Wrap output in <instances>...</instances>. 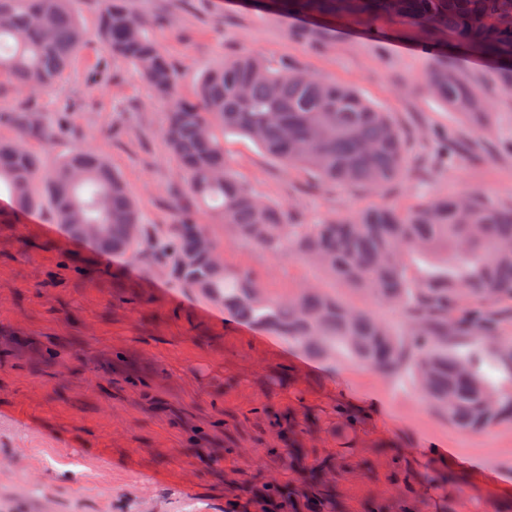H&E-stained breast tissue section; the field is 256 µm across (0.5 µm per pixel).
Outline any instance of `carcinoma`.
<instances>
[{
  "mask_svg": "<svg viewBox=\"0 0 512 512\" xmlns=\"http://www.w3.org/2000/svg\"><path fill=\"white\" fill-rule=\"evenodd\" d=\"M265 8L307 19L356 18L372 31L384 16L405 19L432 57L428 92L476 132L488 103L460 71L441 63L444 48L485 58L512 94V0H266ZM147 26L129 0H104L96 35L166 103L167 150L187 195L204 206L200 219L180 210L164 244L176 276L313 352L339 351L385 374L412 371L423 398L462 430L484 432L512 419V335L503 332L500 309L512 305V205L474 192L296 224L238 178L224 134L245 137L324 183L378 192L404 179L410 166L404 134L389 113L352 88L248 53L205 69L194 95L184 97ZM86 39L77 0H0V74L18 86L54 85ZM2 183L18 210L46 200L60 224L103 225L96 243L105 251H128L137 240L138 210L125 182L85 149L48 165L0 141ZM205 223L225 224L271 254L316 260L334 279L394 305L406 325L388 326L314 290L286 301L263 297L250 274L214 264L197 247Z\"/></svg>",
  "mask_w": 512,
  "mask_h": 512,
  "instance_id": "obj_1",
  "label": "carcinoma"
}]
</instances>
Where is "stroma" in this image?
Masks as SVG:
<instances>
[{
	"instance_id": "stroma-1",
	"label": "stroma",
	"mask_w": 512,
	"mask_h": 512,
	"mask_svg": "<svg viewBox=\"0 0 512 512\" xmlns=\"http://www.w3.org/2000/svg\"><path fill=\"white\" fill-rule=\"evenodd\" d=\"M130 3L149 19L183 95L212 63L249 50L351 86L391 113L412 165L377 195L321 184L227 137L241 179L295 222L472 190L512 202V152L501 146L512 137V95L490 62L460 48L446 56L490 102L476 136L422 86L429 61L403 20L381 19L379 39L356 21L322 20L313 47L293 35L306 20L248 0ZM30 109L52 137L23 133ZM166 118L136 68L93 38L47 89L0 76V140L47 161L77 146L101 155L142 216L134 248L106 252L72 237L49 209L16 210L0 191V211L12 217L0 224V512H270L275 488L300 490L295 512H322L304 486L316 465L335 472L327 489L339 512L374 503L401 512L407 502L418 512H512V421L461 431L423 400L411 372L313 354L175 277L163 245L187 195L164 143ZM447 136L449 161L440 157ZM207 231L225 264L267 296L315 287L348 306H375L293 255L270 254L222 224Z\"/></svg>"
}]
</instances>
